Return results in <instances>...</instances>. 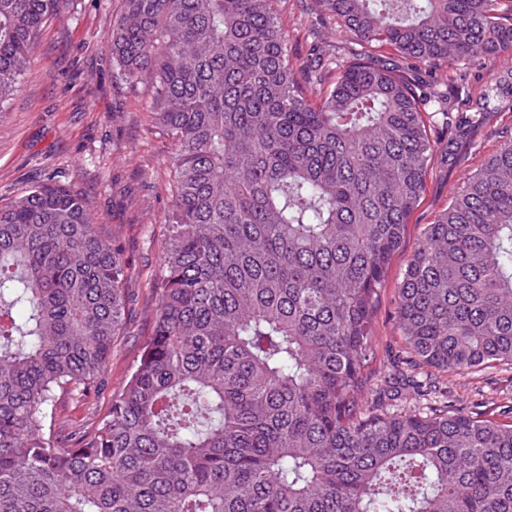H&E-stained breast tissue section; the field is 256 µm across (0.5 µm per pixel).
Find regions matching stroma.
Masks as SVG:
<instances>
[{
	"mask_svg": "<svg viewBox=\"0 0 512 512\" xmlns=\"http://www.w3.org/2000/svg\"><path fill=\"white\" fill-rule=\"evenodd\" d=\"M310 0H280L292 54L307 55L314 28L340 45L334 26H320ZM121 0H70L42 31L35 58L0 113V204L46 177L70 182L98 222L120 239L130 265L126 327L112 347L107 374L89 402L59 401L56 430L71 432L107 417L112 399L135 370L153 329L154 282L170 237L168 192L172 142L157 133L147 112L145 87L117 76L109 35ZM462 79L422 73L447 98L428 124L434 142L423 199L410 217L405 241L393 257L380 291L373 355L368 365L379 381L404 348L398 329V286L424 227L447 207L463 182L512 137V95L493 111L472 118L469 101L492 79L512 71V57L459 62ZM441 383L459 408L498 417L512 406V367L444 374Z\"/></svg>",
	"mask_w": 512,
	"mask_h": 512,
	"instance_id": "1",
	"label": "stroma"
}]
</instances>
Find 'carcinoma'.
I'll list each match as a JSON object with an SVG mask.
<instances>
[{"mask_svg": "<svg viewBox=\"0 0 512 512\" xmlns=\"http://www.w3.org/2000/svg\"><path fill=\"white\" fill-rule=\"evenodd\" d=\"M67 2L0 0V108ZM276 2L122 0L112 58L174 143L172 237L139 364L66 437L46 421L98 391L129 268L54 176L0 206V512H512V422L422 371L512 363V137L427 225L402 360L363 397L433 152L417 65L512 53V0H316L347 53L295 61Z\"/></svg>", "mask_w": 512, "mask_h": 512, "instance_id": "1", "label": "carcinoma"}]
</instances>
